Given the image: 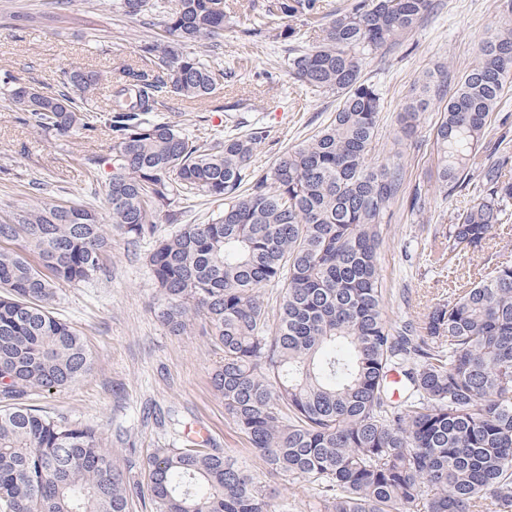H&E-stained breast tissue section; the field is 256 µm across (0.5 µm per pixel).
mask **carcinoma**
<instances>
[{"instance_id":"carcinoma-1","label":"carcinoma","mask_w":512,"mask_h":512,"mask_svg":"<svg viewBox=\"0 0 512 512\" xmlns=\"http://www.w3.org/2000/svg\"><path fill=\"white\" fill-rule=\"evenodd\" d=\"M156 17L138 62L111 75L71 66L63 89L0 81L21 120L60 137L107 133L106 203L112 227L153 237L182 198L224 201L208 224H183L149 257L159 318L179 334L192 320L222 353L215 391L249 457L196 444L160 448L146 465L159 512H278L269 475L308 485L320 512H512V259L471 263L512 204V153L488 124L512 90V0L481 41L434 126L437 187L474 186L470 207L434 237L448 268L470 262L451 297L421 322L389 320L377 253L400 196V151L369 156L381 96L361 63L383 54L434 9V0H353L308 44L291 27L242 29L257 45L295 41L288 69L314 94H334L330 122L253 175V135L191 141L149 115L176 94L205 103L229 72L188 52L224 43L222 0H123ZM322 0H277L270 16L321 20ZM107 108L93 102L103 82ZM440 78L427 74L397 119L412 136ZM501 153L494 162L486 153ZM9 247H3V244ZM110 245L97 214L42 202L0 217V512H129L139 483L112 461L93 428L30 403L91 374L83 337L56 318L63 283L92 279ZM284 284L277 323L261 289Z\"/></svg>"}]
</instances>
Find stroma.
I'll use <instances>...</instances> for the list:
<instances>
[{
	"mask_svg": "<svg viewBox=\"0 0 512 512\" xmlns=\"http://www.w3.org/2000/svg\"><path fill=\"white\" fill-rule=\"evenodd\" d=\"M123 0H0V72L45 91L60 89L61 70L76 65L107 73L135 60L151 31L141 18L126 15ZM268 0H224L236 26L225 29L218 62L236 75L205 106L170 96L158 120L178 125L202 144L226 136L255 134V174L265 173L285 149L313 135L334 115L333 94H312L288 72V45L243 43L241 28L265 19ZM500 0H436L434 12L391 52L366 60L362 75L379 89L383 102L373 160L385 162L397 134L396 116L427 72L443 71L457 83L476 49L503 22ZM442 104L433 101L417 134L403 141L400 162L405 192L420 191L421 211L395 201L383 227L378 262L387 290L391 321L414 319L447 299L454 277L427 256V245L472 195L444 197L435 184L431 130ZM104 133L62 138L24 125L0 98V206L28 207L48 198L105 215L108 167L89 171L86 158L108 156ZM103 271L78 284L60 285L55 316L83 336L95 357L92 374L76 385L33 395V405L94 428L103 447L133 479L157 449L184 442L186 431L205 427L214 447L243 457L247 442L229 423L224 401L210 377L220 354L201 326L169 333L157 316L158 297L148 256L152 239L132 241L112 232Z\"/></svg>",
	"mask_w": 512,
	"mask_h": 512,
	"instance_id": "obj_1",
	"label": "stroma"
}]
</instances>
